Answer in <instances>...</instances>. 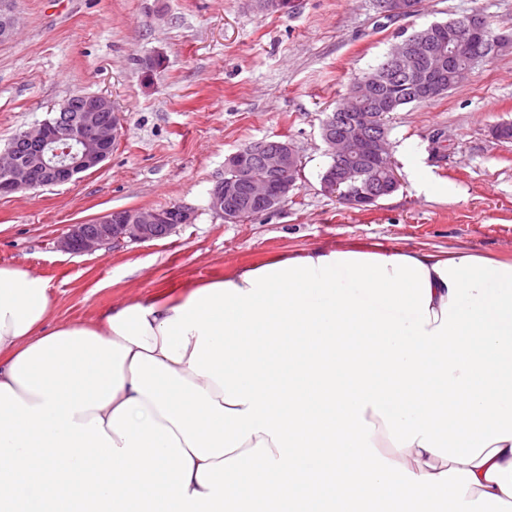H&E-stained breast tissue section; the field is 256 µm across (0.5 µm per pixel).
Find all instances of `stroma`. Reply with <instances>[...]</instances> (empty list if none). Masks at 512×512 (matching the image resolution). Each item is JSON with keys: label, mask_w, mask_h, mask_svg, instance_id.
Masks as SVG:
<instances>
[{"label": "stroma", "mask_w": 512, "mask_h": 512, "mask_svg": "<svg viewBox=\"0 0 512 512\" xmlns=\"http://www.w3.org/2000/svg\"><path fill=\"white\" fill-rule=\"evenodd\" d=\"M266 14L252 0H14L20 28L0 41V149L75 94L111 99L123 117L111 156L76 181L0 195V266L48 280L57 323H88L112 306L313 246L464 250L512 259V48L478 63L443 95L386 119L400 186L368 210L323 192L326 116L391 45L435 21L482 14L512 31V0H422L387 19L374 0H292ZM445 133L442 159L429 135ZM290 140L302 161L276 210L224 222L209 193L226 157ZM420 167L410 173L402 150ZM450 193H419L415 175ZM195 208V223L147 243L89 254L58 246L69 225L120 209Z\"/></svg>", "instance_id": "1"}]
</instances>
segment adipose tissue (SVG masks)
I'll return each instance as SVG.
<instances>
[{
    "instance_id": "obj_1",
    "label": "adipose tissue",
    "mask_w": 512,
    "mask_h": 512,
    "mask_svg": "<svg viewBox=\"0 0 512 512\" xmlns=\"http://www.w3.org/2000/svg\"><path fill=\"white\" fill-rule=\"evenodd\" d=\"M53 306L0 266V512H512L511 261L316 246L89 326ZM314 448L333 481L299 480Z\"/></svg>"
}]
</instances>
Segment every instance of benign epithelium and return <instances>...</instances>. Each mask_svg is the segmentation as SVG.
Wrapping results in <instances>:
<instances>
[{
  "mask_svg": "<svg viewBox=\"0 0 512 512\" xmlns=\"http://www.w3.org/2000/svg\"><path fill=\"white\" fill-rule=\"evenodd\" d=\"M380 14L389 17L402 16L408 11L403 0H375ZM258 11L267 14L286 12L288 0H254ZM458 29L448 32V42L434 47V42L414 40L407 37L395 43L389 51L391 59L404 64L416 53L431 55L433 64L425 70H416L413 76L428 92L437 91L435 76L446 60V52L457 47ZM376 86L375 78L358 81L352 91L354 101L360 102L371 96ZM81 106V114L55 136L49 130L54 121L46 119L17 133V137L28 141L33 150L28 159L17 158L13 148L0 153V195L41 186L71 182L83 172L91 170L112 153L122 132L120 113L113 114L112 124L104 125L99 113L112 109V101L101 95H77L67 99L60 111L68 112L74 105ZM336 119L330 117L322 122L321 137L327 146V154L336 162L320 179L323 190L334 194L343 203L359 209L369 208L384 195H390L399 187V179L393 164L389 162L390 149L385 133H369L360 125H352L347 131L338 133ZM259 154L264 167L275 181L269 182L253 176L250 156ZM370 158L383 166L385 178L378 188L363 190L358 186L362 176L361 163ZM301 170V159L296 146L288 140L260 143L257 148H247L230 155L224 164V180L210 192V208L221 215L224 221L235 223L241 214L233 207L242 188L248 189L252 205L273 211L288 200L296 188V172ZM169 210L176 215L177 223H164L165 215L159 209H136L111 211L97 219L98 232L85 233V225L71 224L59 240V246L72 254L96 251L110 243L123 241L149 242L164 238L186 224L195 221V211L183 204H173Z\"/></svg>",
  "mask_w": 512,
  "mask_h": 512,
  "instance_id": "7a95c632",
  "label": "benign epithelium"
}]
</instances>
